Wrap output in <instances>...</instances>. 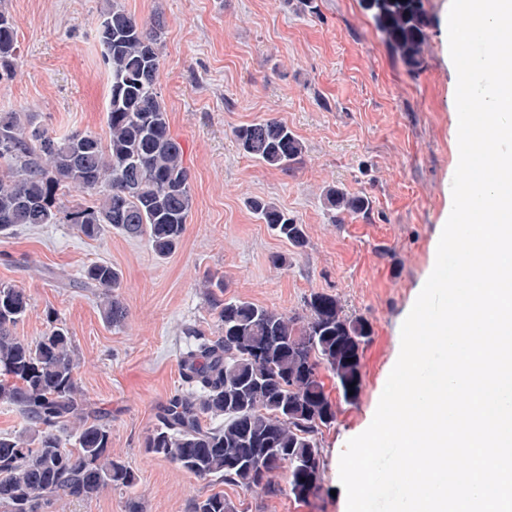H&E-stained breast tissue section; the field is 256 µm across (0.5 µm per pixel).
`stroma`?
Wrapping results in <instances>:
<instances>
[{
    "mask_svg": "<svg viewBox=\"0 0 512 512\" xmlns=\"http://www.w3.org/2000/svg\"><path fill=\"white\" fill-rule=\"evenodd\" d=\"M138 21L166 22L159 83L170 132L183 148L194 205L181 246L161 259L147 241L107 231L90 239L71 224L20 227L0 237V285L22 289L30 309L15 333L37 341L55 316L77 354L89 414L108 413L112 453L137 476L48 512H188L192 499L224 493L249 512H345L335 459L370 422L401 346V326L431 274L449 188L459 161L457 73L449 55L451 0H425L431 16L424 65L408 73L360 0H119ZM104 0H5L18 21L21 63L0 80V111L33 115L54 134L108 135L109 85L97 36ZM285 123L302 141L284 172L245 155L234 128ZM368 198L369 208L333 223L325 188ZM260 197L303 224L306 245L278 238L254 214ZM285 265H273L274 256ZM121 270L128 315L108 324L100 291L83 268ZM224 280V299L298 313L311 293L335 295L372 330L361 355L358 401L339 403L321 430L323 489L308 501L268 497L200 479L146 453L159 407L181 386L189 331L218 334L203 282Z\"/></svg>",
    "mask_w": 512,
    "mask_h": 512,
    "instance_id": "1",
    "label": "stroma"
}]
</instances>
